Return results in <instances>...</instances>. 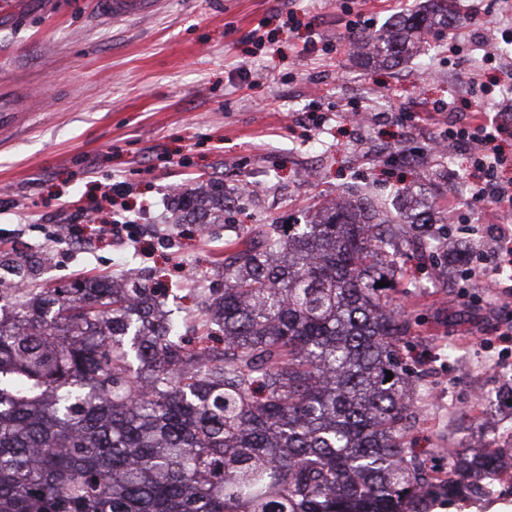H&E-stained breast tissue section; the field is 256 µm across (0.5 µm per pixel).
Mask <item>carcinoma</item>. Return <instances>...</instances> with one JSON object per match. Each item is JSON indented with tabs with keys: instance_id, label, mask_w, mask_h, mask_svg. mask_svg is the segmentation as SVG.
<instances>
[{
	"instance_id": "1",
	"label": "carcinoma",
	"mask_w": 512,
	"mask_h": 512,
	"mask_svg": "<svg viewBox=\"0 0 512 512\" xmlns=\"http://www.w3.org/2000/svg\"><path fill=\"white\" fill-rule=\"evenodd\" d=\"M453 21L452 0H429L350 45L394 64ZM223 203L214 187L178 208ZM434 223L343 197L310 224L270 225L269 247L244 245L224 289L187 312L193 346L132 277L0 288V512H427L431 495L487 497L512 448L455 453L446 479L404 448L421 378L397 363L409 327L370 276L407 224L438 248Z\"/></svg>"
}]
</instances>
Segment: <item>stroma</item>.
<instances>
[{
  "label": "stroma",
  "instance_id": "35a3bbf8",
  "mask_svg": "<svg viewBox=\"0 0 512 512\" xmlns=\"http://www.w3.org/2000/svg\"><path fill=\"white\" fill-rule=\"evenodd\" d=\"M421 0H165L129 20L102 19L94 0H0V88L31 118L0 145V276L31 266L33 288H66L102 275L163 282L166 306L184 314L190 288L224 285L230 240L263 224H304L339 196L403 205L400 181L442 215L461 182L478 179L456 147L423 156L402 174L390 153L402 140L424 146L475 101L488 118L512 113V43L503 21L512 0H455L466 28L456 49H435L396 66L365 65L348 48L350 27L372 32ZM476 8L480 20L468 24ZM309 168L315 179H300ZM124 181L125 208H99L103 188ZM224 187V213L206 230L174 225V187ZM76 245L51 235L62 200ZM491 204L461 206L449 246L480 238L481 225H512ZM139 224L136 243L95 236L111 221ZM468 265L447 255L421 260L402 245L389 306L409 325L402 349L423 375L414 396L409 448L440 475L450 451L497 428L512 443V311L482 306Z\"/></svg>",
  "mask_w": 512,
  "mask_h": 512
}]
</instances>
